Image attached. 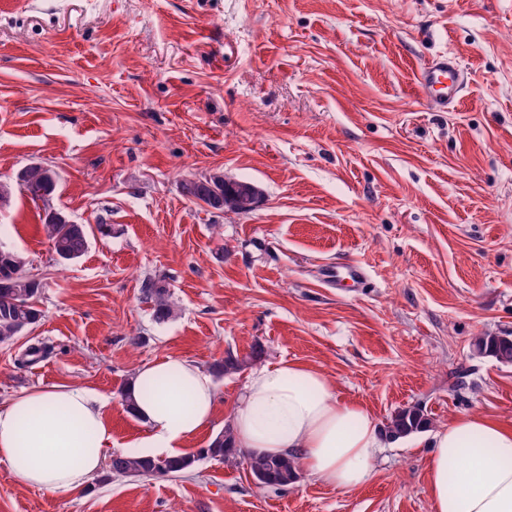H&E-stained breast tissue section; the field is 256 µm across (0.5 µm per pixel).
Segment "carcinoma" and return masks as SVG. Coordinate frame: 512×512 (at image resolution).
<instances>
[{
    "label": "carcinoma",
    "mask_w": 512,
    "mask_h": 512,
    "mask_svg": "<svg viewBox=\"0 0 512 512\" xmlns=\"http://www.w3.org/2000/svg\"><path fill=\"white\" fill-rule=\"evenodd\" d=\"M205 183L189 180L182 183V193L215 210H224V201L232 198L240 180L226 179L221 172L203 175ZM57 175L55 171L40 163L24 166L13 182L0 181V203H7L15 189L25 191L34 201L44 202L39 214L52 252L61 263L74 261L84 255L89 243V229L78 224L62 210L48 204L49 197L55 192ZM23 257L9 249L0 248V344L13 341L26 329L37 324L42 316L38 307L41 283L29 277L24 270ZM144 292L153 302L155 321L164 323L177 315L170 301L169 289L161 281L150 280L145 283ZM476 348L502 363H512V336L487 334L475 341ZM263 350L254 347L241 358L231 353L224 361L215 366L219 374H231L243 367L262 359ZM428 419L422 408L409 406L391 416L387 426L389 436L398 440L420 432L427 427ZM211 457L227 463H243L255 477L265 475L268 487L286 488L296 482L300 467L294 456L285 454L279 457H267L255 452H246L237 448L231 425L216 436L208 447L201 449L200 455L185 454L167 457L165 460L152 455H122L112 462L113 471L126 477H170L192 470L199 456Z\"/></svg>",
    "instance_id": "obj_1"
}]
</instances>
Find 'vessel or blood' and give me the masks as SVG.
Returning <instances> with one entry per match:
<instances>
[{"label":"vessel or blood","instance_id":"vessel-or-blood-1","mask_svg":"<svg viewBox=\"0 0 512 512\" xmlns=\"http://www.w3.org/2000/svg\"><path fill=\"white\" fill-rule=\"evenodd\" d=\"M422 97L433 108H454L466 82V73L452 56L441 54L424 66L417 77Z\"/></svg>","mask_w":512,"mask_h":512}]
</instances>
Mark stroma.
Masks as SVG:
<instances>
[{"label":"stroma","mask_w":512,"mask_h":512,"mask_svg":"<svg viewBox=\"0 0 512 512\" xmlns=\"http://www.w3.org/2000/svg\"><path fill=\"white\" fill-rule=\"evenodd\" d=\"M449 54L467 81L442 112L417 76ZM44 163L49 202L0 204V246L41 283L43 317L0 344V401L79 385L103 401L112 450L147 426L122 392L166 357L212 372L221 396L197 453L231 422L261 363L323 372L386 427L420 405L512 424V364L475 337L512 335V0H0V180ZM259 185L250 213L189 201L215 170ZM93 233L59 264L44 205ZM349 261L364 284L327 283ZM166 283L159 323L143 291ZM45 355L20 358L30 345ZM426 433L390 442L343 494L308 474L284 490L204 458L165 478L110 467L85 487H30L0 464V512H431ZM144 292L153 302L155 321L164 323L177 315L174 304L170 301L169 289L162 281L150 280L145 283ZM263 350L260 347H253L250 353L243 358L228 353L224 357V361L215 366L218 374H231L241 370L243 367L258 362L262 359Z\"/></svg>","instance_id":"35a3bbf8"}]
</instances>
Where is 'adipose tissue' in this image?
Here are the masks:
<instances>
[{"mask_svg": "<svg viewBox=\"0 0 512 512\" xmlns=\"http://www.w3.org/2000/svg\"><path fill=\"white\" fill-rule=\"evenodd\" d=\"M130 391V413L150 430L146 447L168 456L210 424L219 403L211 375L178 357L139 368ZM232 426L239 448L295 455L342 492L371 480L384 445L368 410L339 400L326 375L295 361L251 372ZM111 443L101 400L87 388L35 389L0 404V463L28 486H85ZM429 446L432 512H512V426L464 412L435 429Z\"/></svg>", "mask_w": 512, "mask_h": 512, "instance_id": "1", "label": "adipose tissue"}]
</instances>
